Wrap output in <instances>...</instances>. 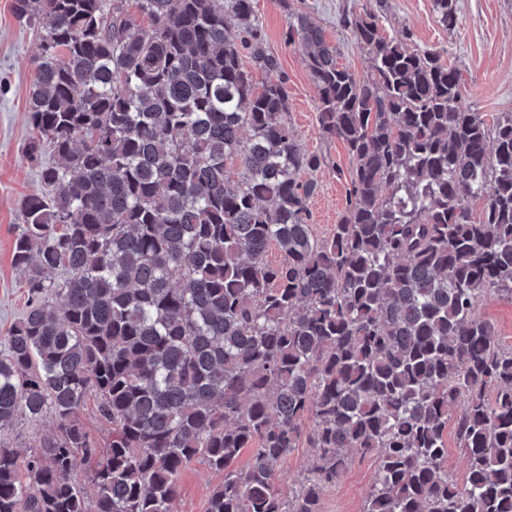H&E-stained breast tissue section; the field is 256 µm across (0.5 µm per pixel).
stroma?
<instances>
[{
    "label": "stroma",
    "mask_w": 512,
    "mask_h": 512,
    "mask_svg": "<svg viewBox=\"0 0 512 512\" xmlns=\"http://www.w3.org/2000/svg\"><path fill=\"white\" fill-rule=\"evenodd\" d=\"M330 42L340 51L339 61L358 76L371 72V59L353 35L338 24L343 9L378 11L381 32L393 37L411 32L417 49L442 51L459 74L468 104L493 120L512 112V0H457L454 29L438 21L434 0H312ZM13 0H0V336L21 317L27 306V291L12 263V245L23 222L22 202L40 193L37 166L25 156L32 133L27 107L34 81L33 58L39 51V31L20 24L13 13ZM253 10L266 35L269 49L278 58L286 79L288 120L301 149L321 155L324 165L309 178L316 191L308 202L316 237L327 236L346 206V182L337 168H349L344 145L324 138L317 123L318 90L307 70L298 45L288 43V12L281 0H253ZM52 416L32 422L22 420L0 431V443L28 455L39 441L52 433ZM376 460L356 461L328 487L321 501L322 512H361L370 490ZM220 480L206 465L195 462L184 469L178 481L174 512H206L210 492Z\"/></svg>",
    "instance_id": "stroma-1"
}]
</instances>
